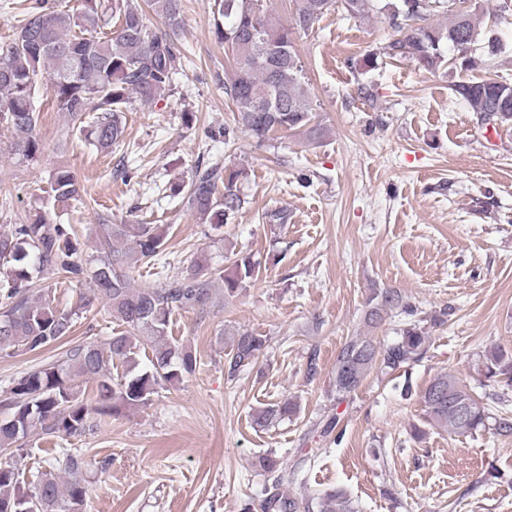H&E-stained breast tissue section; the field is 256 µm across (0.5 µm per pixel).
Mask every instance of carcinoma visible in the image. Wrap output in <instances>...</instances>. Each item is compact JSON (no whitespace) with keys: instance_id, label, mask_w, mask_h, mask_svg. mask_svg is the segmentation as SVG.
Instances as JSON below:
<instances>
[{"instance_id":"obj_1","label":"carcinoma","mask_w":512,"mask_h":512,"mask_svg":"<svg viewBox=\"0 0 512 512\" xmlns=\"http://www.w3.org/2000/svg\"><path fill=\"white\" fill-rule=\"evenodd\" d=\"M264 0H213L214 36L231 62L224 69V93L232 101L235 126L262 146L276 133L322 136L317 109L306 72L295 46L296 34L309 33L325 15L343 11L363 21L384 9L393 31L382 47L394 58H407L429 73L477 71L487 66L495 42L481 44L480 6L453 9L457 0H394L378 7V0H294L291 20L282 23ZM165 32H154L138 0H82L78 10H63L52 0H29L23 24L0 46V125L13 133L12 150L25 159L41 152L37 133L39 82L48 78L57 111L68 115L79 131H89L100 150L124 142V112L134 100L150 103L172 90L182 53L181 0H147ZM443 22H431L437 15ZM454 97L472 112L492 114L497 124L512 127V85L493 79L458 80L450 85ZM243 168L197 170L189 184V199L200 218L218 236L246 203L239 184ZM86 193L74 173L56 167L49 182L54 201H79ZM130 242L117 248L114 242ZM166 234L149 224H113L106 255L93 271L90 286L72 308H58L34 295V274L84 277L75 259L77 234L71 224H55L41 214L29 224L0 229V354L8 357L51 348L73 332L75 318L94 301L106 299L107 313L120 326L101 345L79 344L56 360L26 372L0 399V453L23 451L33 431L47 439L78 438L125 408L146 406L159 390L195 373L192 350L167 339L172 316L180 310H202L212 298L214 284L234 297L254 282L261 262L250 254L224 257L214 267L206 257L193 269L160 288H133L126 270L156 264L165 251ZM375 303L365 316L374 328L386 310L399 309L408 321L399 338L380 346L370 336H355L341 348L333 372L337 395L355 391L377 367L395 369L418 358L428 342L418 308L402 293L386 288L374 293ZM267 337L243 329L231 344L233 370L254 365L267 346ZM146 353L148 365L140 366ZM484 376L512 389V349L492 346L483 355ZM121 369L114 376L112 370ZM95 383L92 403L80 400L78 382ZM426 423L450 435H473L488 429L489 410L456 374L439 372L419 394ZM293 400L269 403L255 410L253 423L262 428L297 413ZM63 470L42 473L24 483L15 464H0V512H83L88 496L89 462L80 453L64 457ZM263 470L280 484L286 476L280 461L266 455ZM299 502L278 492L265 500L266 512H297ZM321 512H354L349 498L331 490L322 498Z\"/></svg>"}]
</instances>
